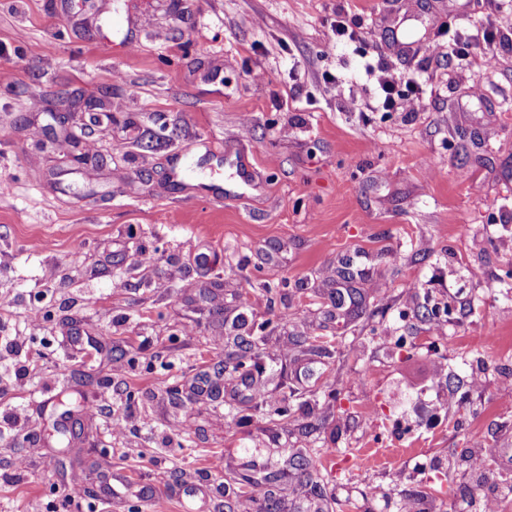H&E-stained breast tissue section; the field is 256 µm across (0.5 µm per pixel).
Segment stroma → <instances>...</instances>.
<instances>
[{
    "instance_id": "stroma-1",
    "label": "stroma",
    "mask_w": 512,
    "mask_h": 512,
    "mask_svg": "<svg viewBox=\"0 0 512 512\" xmlns=\"http://www.w3.org/2000/svg\"><path fill=\"white\" fill-rule=\"evenodd\" d=\"M481 11L0 0V512H480L512 479V40L492 67L432 51ZM368 58L435 93L366 111ZM66 89L112 112L78 171L46 110ZM228 148L236 197L209 190ZM67 396L98 412L65 456Z\"/></svg>"
}]
</instances>
